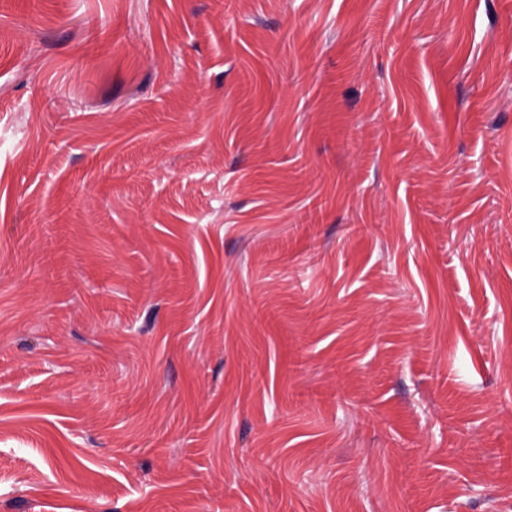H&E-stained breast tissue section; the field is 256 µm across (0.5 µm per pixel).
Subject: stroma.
I'll use <instances>...</instances> for the list:
<instances>
[{"label": "stroma", "instance_id": "stroma-1", "mask_svg": "<svg viewBox=\"0 0 512 512\" xmlns=\"http://www.w3.org/2000/svg\"><path fill=\"white\" fill-rule=\"evenodd\" d=\"M0 512H512V0H0Z\"/></svg>", "mask_w": 512, "mask_h": 512}]
</instances>
